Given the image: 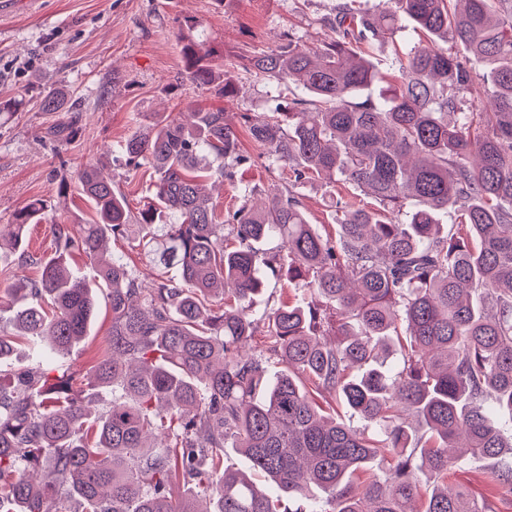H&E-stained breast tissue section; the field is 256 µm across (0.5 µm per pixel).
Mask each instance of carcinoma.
<instances>
[{
  "mask_svg": "<svg viewBox=\"0 0 512 512\" xmlns=\"http://www.w3.org/2000/svg\"><path fill=\"white\" fill-rule=\"evenodd\" d=\"M390 2L343 3L319 43L290 33L246 64L303 90L246 118L267 156L296 182H342L374 201L336 199L335 233L310 223L291 185L260 205L246 186L221 217L205 182L250 157L224 110L195 108L190 122L169 113L126 140L127 165L153 174L137 212L89 162L80 187L95 219L53 225L54 257L22 250L46 201L0 226L39 269L7 286L19 306L0 361L22 337L43 368L0 382V512H487L448 475L512 454L497 421L512 417V0L497 11L491 0ZM403 17L427 40L378 101L366 91L385 75L360 44L391 39ZM179 43L182 80L237 93L218 51L190 33ZM40 108L72 105L49 90ZM110 236L179 277L145 287L120 260L102 262ZM75 255L95 280L74 271ZM283 276L314 300L281 302L261 331L253 298ZM102 290L109 349L77 389L59 356L87 336ZM115 385L125 399L96 410ZM331 394L364 426L323 411L315 397ZM226 448L273 489L222 466ZM493 481L511 495L512 467Z\"/></svg>",
  "mask_w": 512,
  "mask_h": 512,
  "instance_id": "1",
  "label": "carcinoma"
}]
</instances>
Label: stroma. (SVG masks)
<instances>
[{
	"instance_id": "1",
	"label": "stroma",
	"mask_w": 512,
	"mask_h": 512,
	"mask_svg": "<svg viewBox=\"0 0 512 512\" xmlns=\"http://www.w3.org/2000/svg\"><path fill=\"white\" fill-rule=\"evenodd\" d=\"M340 2L43 0L29 6L25 0H7L0 7V101L14 99L18 105L0 115V225L12 223L15 212L32 199L50 201L51 210L40 223L29 226L26 241L30 252L51 256V225L83 224L94 214L80 192L78 173L97 158L115 174L130 208L138 209L150 194L152 173L146 167L127 170L122 144L157 116L194 105L224 108L229 120L238 123L241 148L251 158L249 165L234 168L231 179L209 186L219 211L239 206L241 183L257 188L258 199H266L271 188L287 185L289 173L270 165L263 147L238 119L243 113L260 116L274 111L280 91L246 72L244 63L253 54L282 45L291 30L306 44L318 43L324 36L321 19L334 13ZM189 17L199 22L195 37L223 53L224 74L238 87L234 97L177 82V35ZM422 39L405 20L392 41L372 43L366 53L388 79L398 75L409 45ZM53 88L66 91L76 103L74 111L41 110L40 96ZM56 124L72 125V136L45 137V128ZM298 191L311 223L333 224L331 204L345 194L343 185L309 181ZM108 251L126 262L141 282L178 276L176 269L157 268L124 239H109ZM111 332L112 308L103 297L88 336L66 355V366L80 376L88 373L106 353ZM500 462L510 463L512 457L502 456ZM497 463L460 468L450 481L489 502L495 512H512V498L493 490Z\"/></svg>"
}]
</instances>
